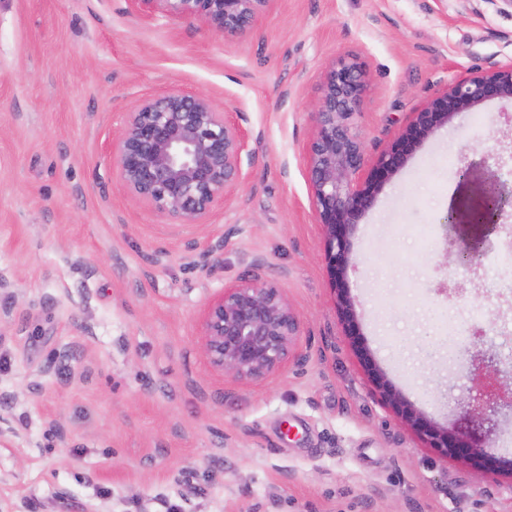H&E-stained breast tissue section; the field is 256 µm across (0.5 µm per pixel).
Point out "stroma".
I'll return each mask as SVG.
<instances>
[{"label": "stroma", "mask_w": 512, "mask_h": 512, "mask_svg": "<svg viewBox=\"0 0 512 512\" xmlns=\"http://www.w3.org/2000/svg\"><path fill=\"white\" fill-rule=\"evenodd\" d=\"M346 55L367 73L373 162L437 90L512 64V15L497 0H269L221 37L128 0H0V512H512V474L475 477L405 429L338 319L305 151ZM172 88L206 95L251 150L204 224L144 207L113 171L126 112ZM505 112L489 101L414 148L357 220L347 284L393 384L508 458L512 412H461L472 383L445 339L478 318L512 343V266L497 235L484 274L445 264L439 227L459 168L512 157ZM257 256L309 361L240 382L211 367L201 323Z\"/></svg>", "instance_id": "35a3bbf8"}]
</instances>
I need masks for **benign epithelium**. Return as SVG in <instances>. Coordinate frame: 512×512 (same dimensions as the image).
Masks as SVG:
<instances>
[{
  "mask_svg": "<svg viewBox=\"0 0 512 512\" xmlns=\"http://www.w3.org/2000/svg\"><path fill=\"white\" fill-rule=\"evenodd\" d=\"M129 2L142 15L198 20L224 36L249 30L269 0ZM366 89V71L356 60L343 56L332 64L312 112L314 129L307 145L310 203L322 226L324 259L344 334L385 405L403 426L437 449L443 460L464 458L486 473L504 466L512 472L511 459H498L457 427L431 420L392 383L363 343L347 285L355 219L373 205L384 183L403 167L416 145L435 130L487 101L512 99V64L462 77L436 92L370 167L357 124ZM247 146L242 129L227 121L206 96L170 90L142 99L127 113L111 152L117 179L131 197L178 224H204L216 205L245 179L242 155ZM506 185L505 180L492 183L476 203L465 196L452 201L441 226L454 229L461 239L459 246L449 241L455 247L454 261L480 269L490 236L502 231L512 235V225L505 222L512 189L505 190ZM302 330V321L283 289L247 275L225 284L222 293L209 301L201 341L214 369L238 381L256 382L290 364L299 369L305 366L308 356L299 350ZM484 336L481 323H473L468 337L453 342L451 360L468 355L470 346ZM478 357L477 403L493 411L512 409V387H503L498 368L503 360H512V347L486 344Z\"/></svg>",
  "mask_w": 512,
  "mask_h": 512,
  "instance_id": "benign-epithelium-1",
  "label": "benign epithelium"
}]
</instances>
